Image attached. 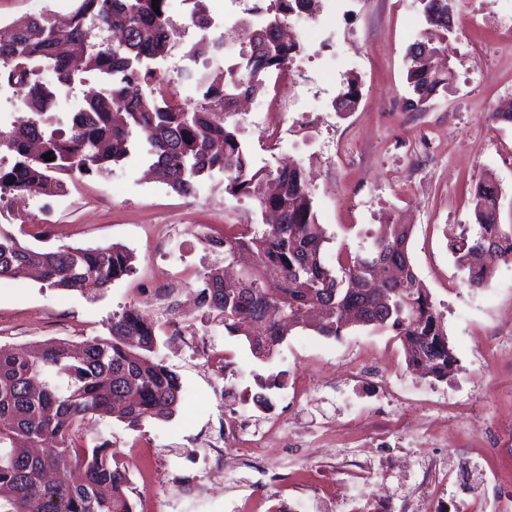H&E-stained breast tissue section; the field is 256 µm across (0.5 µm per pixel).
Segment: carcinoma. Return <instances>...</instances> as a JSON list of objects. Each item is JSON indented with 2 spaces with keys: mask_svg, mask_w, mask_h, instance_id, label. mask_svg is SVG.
<instances>
[{
  "mask_svg": "<svg viewBox=\"0 0 512 512\" xmlns=\"http://www.w3.org/2000/svg\"><path fill=\"white\" fill-rule=\"evenodd\" d=\"M193 0L192 24L200 37L184 53L209 62L219 42L209 36L214 20ZM277 9L261 24L243 19L248 48L207 72L184 69L201 92L196 102L177 103L168 94L156 62L175 45L169 0H77L70 22L57 24L49 12L14 19L13 35L0 40V85L24 90L26 115L0 129V201L38 186L54 196L86 177L139 152L161 170L166 184L190 196L207 180H219L231 196L246 195L260 182L272 192L258 196L263 212L277 222L258 228L228 225L213 243L224 264L202 274L200 304L224 330L246 338L259 358H269L293 328L337 338L352 327L388 329L424 374L442 380L456 363L443 323L409 255L411 228L387 224L369 246L340 252L336 266L325 259L330 242L318 223L308 175L296 161L276 168L253 166L233 106L261 94L271 74L288 67L301 50L279 35ZM427 23L443 32L451 24V0H420ZM159 7L154 11L153 7ZM437 48L425 36L409 49L405 107L418 112L451 78L437 71ZM97 85L82 110L65 111L62 98L75 84ZM362 95L349 79L335 110L351 112ZM69 125L61 136L59 126ZM52 153L53 161L43 158ZM500 189L490 178L471 187L476 224L452 246L471 286L491 277L490 262L512 253V235L499 223ZM248 254L246 273L226 269ZM488 254V261L473 259ZM27 268L41 272L49 288L104 291L135 272L123 245L41 250L0 228V278ZM172 324L130 304L112 315L108 336L75 343L59 340L41 349L0 347V512H134L125 494L126 471L105 443L79 434L81 422L115 416L135 427L169 418L181 396L179 376L155 358L159 333Z\"/></svg>",
  "mask_w": 512,
  "mask_h": 512,
  "instance_id": "1",
  "label": "carcinoma"
}]
</instances>
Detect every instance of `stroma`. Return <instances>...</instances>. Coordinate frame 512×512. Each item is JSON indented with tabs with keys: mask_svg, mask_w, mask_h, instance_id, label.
<instances>
[{
	"mask_svg": "<svg viewBox=\"0 0 512 512\" xmlns=\"http://www.w3.org/2000/svg\"><path fill=\"white\" fill-rule=\"evenodd\" d=\"M451 9L446 55L453 77L424 110L402 107L406 56L426 28L419 0H324L315 35L299 37L293 80L242 107L238 121L255 166L273 169L290 158L309 172L317 219L331 237L328 261L366 244L379 225H411L412 263L445 314L457 359L431 399L447 405L461 433L447 447L422 452L445 459L457 472L448 499L462 501L476 490L492 505L512 490V263L494 261L488 284L474 289L452 244L474 222L469 186L486 173L501 191L500 222L512 225V123L488 115L489 108L512 101V51L498 47L501 25L512 20V0H453ZM350 77L360 85L361 102L356 111H334L332 102ZM279 101L292 110L288 139L276 148L269 131L278 124ZM147 167L135 154L108 174L85 178L81 190L66 197L51 201L33 193L0 209V227L37 248L117 243L135 256L134 274L104 292L60 291L26 276L0 279V345L106 335L113 313L132 303L148 309L142 290L167 264L182 257L205 266L222 263V254L208 255L187 243L164 257L151 253L146 244L157 224L263 221L254 200L232 198L218 182H205L197 195L184 197L146 176ZM46 203L54 221L42 228L31 213ZM199 333L206 346L233 355L247 374L284 388L299 376L311 377L315 400L285 407L283 414L314 433L324 422L346 421L348 395L372 406L377 391L403 387V348L388 330L351 327L326 339L298 328L267 360L253 356L244 337L222 326L207 321ZM156 356L180 377L181 400L172 417L136 428L114 417L87 422L88 437L133 461L127 494L137 512H267L273 492L268 468H287V486L294 490L310 480L304 443L292 437L224 483L207 482L204 435L224 418L227 383L208 370L204 356L172 347L167 337H160ZM351 359L360 360L367 374L354 388L342 376ZM480 465L497 476L476 488L470 474Z\"/></svg>",
	"mask_w": 512,
	"mask_h": 512,
	"instance_id": "obj_1",
	"label": "stroma"
}]
</instances>
